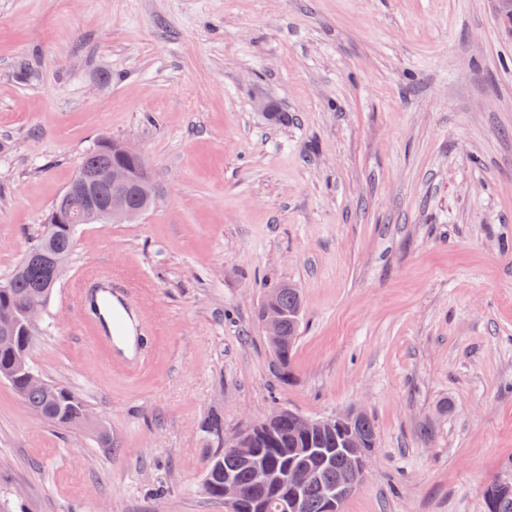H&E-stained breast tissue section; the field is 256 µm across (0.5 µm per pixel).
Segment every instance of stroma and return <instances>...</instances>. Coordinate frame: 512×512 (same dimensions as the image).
Returning <instances> with one entry per match:
<instances>
[{
  "label": "stroma",
  "instance_id": "stroma-1",
  "mask_svg": "<svg viewBox=\"0 0 512 512\" xmlns=\"http://www.w3.org/2000/svg\"><path fill=\"white\" fill-rule=\"evenodd\" d=\"M264 99L273 108L255 107ZM103 136L157 186L85 224L138 283L143 369L108 367L62 290L30 359L110 437L0 381L13 512H226L214 417L363 408L373 464L343 512H483L512 476V17L503 0H0V281ZM303 296L293 378L259 319Z\"/></svg>",
  "mask_w": 512,
  "mask_h": 512
}]
</instances>
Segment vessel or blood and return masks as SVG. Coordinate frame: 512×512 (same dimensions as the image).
Returning a JSON list of instances; mask_svg holds the SVG:
<instances>
[{
  "label": "vessel or blood",
  "instance_id": "b4317fda",
  "mask_svg": "<svg viewBox=\"0 0 512 512\" xmlns=\"http://www.w3.org/2000/svg\"><path fill=\"white\" fill-rule=\"evenodd\" d=\"M72 305L81 321L93 328L92 343L106 348L108 359L123 364L128 372L142 368L138 350L127 347L133 290L108 265L93 266L76 281Z\"/></svg>",
  "mask_w": 512,
  "mask_h": 512
}]
</instances>
